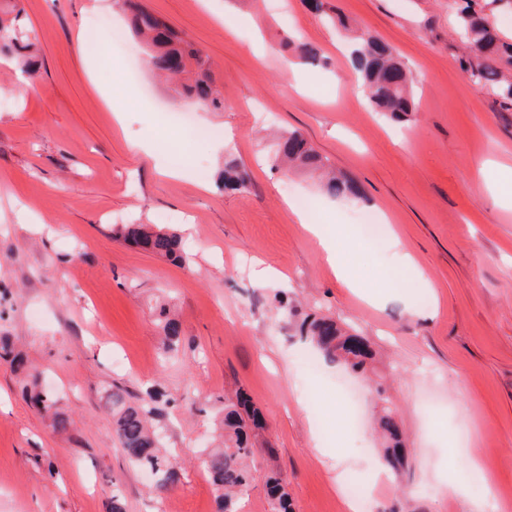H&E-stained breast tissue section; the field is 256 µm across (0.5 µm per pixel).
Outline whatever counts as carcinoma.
I'll return each instance as SVG.
<instances>
[{
  "label": "carcinoma",
  "mask_w": 512,
  "mask_h": 512,
  "mask_svg": "<svg viewBox=\"0 0 512 512\" xmlns=\"http://www.w3.org/2000/svg\"><path fill=\"white\" fill-rule=\"evenodd\" d=\"M123 4L130 11L134 36L149 48L151 68L166 78L185 72L193 74L192 82L184 85L185 94L205 108L224 109V98L214 85L209 57L178 37L147 7L133 0H123ZM457 15L464 37V52L459 60L461 70L471 81L487 89L500 111L512 112V43L499 36L486 14H479L467 5L459 9ZM30 47L23 31L0 21V52L25 59L27 68L32 69L35 60L29 55ZM352 60L360 74L361 90L373 109L395 121L410 120L416 111L412 79L393 51L377 38L363 34L354 45ZM274 156L278 166L294 164L320 173L321 191L329 198L358 197L352 181L330 171L328 158L297 131L280 136ZM223 184L226 190L240 191L248 184L247 174L230 161L224 166ZM112 232L169 261H186L181 237L175 231L153 229L147 224H115ZM161 329L165 336L164 352H178L179 323L165 314ZM295 333L318 348L328 360L342 363L354 372H366L373 359L372 351L362 339L344 331L331 318L307 314L295 324ZM0 351L11 357L17 369H27L26 358L14 351L8 338L0 337ZM29 378L31 402L44 412L51 411L56 405L54 393L42 387L36 375L31 374ZM108 399L113 431L127 459L153 477V491H163L175 484L179 478V461L165 453L161 434L151 425V420L162 415L161 405L166 403L164 394L149 393L132 402L130 393L116 385ZM223 424L222 447L208 452L204 464L216 493L217 512H239L240 500L254 488L249 459L254 447L253 430L260 427V413L239 390L232 397H224ZM377 424L387 440L383 460L400 480L406 472V460L400 448L401 432L395 412L389 407L383 408ZM284 483L279 473L271 474L266 480L270 512H291Z\"/></svg>",
  "instance_id": "carcinoma-1"
}]
</instances>
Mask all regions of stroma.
I'll return each instance as SVG.
<instances>
[{"mask_svg": "<svg viewBox=\"0 0 512 512\" xmlns=\"http://www.w3.org/2000/svg\"><path fill=\"white\" fill-rule=\"evenodd\" d=\"M19 2L38 57L28 86L0 53V336L22 350L71 422L56 432L0 361V512H215L202 459L220 440L224 395L244 390L265 418L255 487L241 512H268L264 482L282 473L293 512H349L336 484L375 475L373 422L390 403L403 430L402 484H372L367 512H512V206L475 196L479 171L512 168V112L459 67L452 0H143L213 62L224 109L193 107L179 84L126 49L90 56L99 19L124 25L116 0ZM393 48L416 92L412 122L375 112L350 59L356 35ZM317 47L312 65L297 43ZM223 130L182 138L179 113ZM301 131L354 179L353 200L323 196L308 172L269 161L271 132ZM155 149L146 153L144 142ZM246 190L221 191L227 160ZM313 199L320 223L349 226L346 288L288 207ZM186 215L183 265L113 238L116 224ZM397 235L415 259L394 284L390 244L360 235L363 215ZM269 267L277 275L259 281ZM302 313L336 317L370 344L367 374L322 362L300 368L277 294ZM181 326L162 360L159 311ZM135 397L159 386L173 406L164 444L180 482L154 494L112 430V385Z\"/></svg>", "mask_w": 512, "mask_h": 512, "instance_id": "1", "label": "stroma"}]
</instances>
